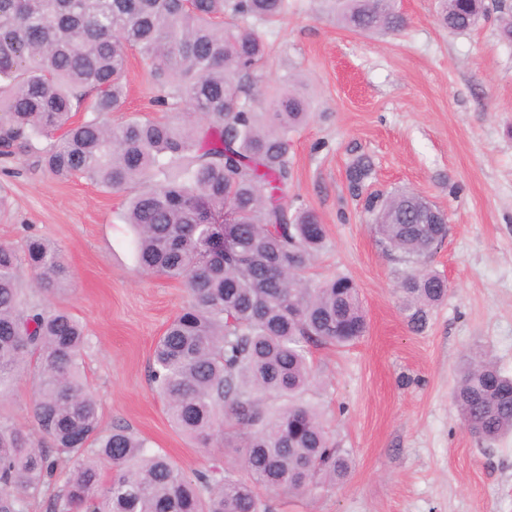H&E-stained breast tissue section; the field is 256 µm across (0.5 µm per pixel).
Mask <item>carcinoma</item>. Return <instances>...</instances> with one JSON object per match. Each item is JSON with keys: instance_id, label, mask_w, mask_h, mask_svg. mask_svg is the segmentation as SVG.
Masks as SVG:
<instances>
[{"instance_id": "carcinoma-1", "label": "carcinoma", "mask_w": 512, "mask_h": 512, "mask_svg": "<svg viewBox=\"0 0 512 512\" xmlns=\"http://www.w3.org/2000/svg\"><path fill=\"white\" fill-rule=\"evenodd\" d=\"M287 0H0V158L38 154L53 176L108 189L146 188L124 213L142 271L176 281L188 299L158 339L150 379L170 423L197 444L234 449L190 478L128 427L99 430L100 404L80 366L87 330L53 302L65 294L61 249L42 236L0 244V400L32 375L42 442L0 416V512H28L60 484L47 512H266L263 494L305 496L347 480L306 399L317 382L313 344L347 346L368 331L357 285L306 272L326 245L310 207L288 202L290 135L311 116L286 83L257 94L266 58L260 26ZM353 32H396L395 0H335ZM483 0H442L439 23L476 27ZM235 23L224 27V18ZM149 67L160 117L113 124L129 52ZM84 116L77 120L75 116ZM371 165L348 171L355 189ZM414 192L365 200L386 249L413 263L398 291L419 329L448 283L425 258L448 235ZM230 213V245L212 247L213 216ZM462 428L483 443L512 433V378L482 352L453 392Z\"/></svg>"}]
</instances>
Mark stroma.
<instances>
[{"label": "stroma", "mask_w": 512, "mask_h": 512, "mask_svg": "<svg viewBox=\"0 0 512 512\" xmlns=\"http://www.w3.org/2000/svg\"><path fill=\"white\" fill-rule=\"evenodd\" d=\"M467 32L436 22L437 0H397L406 27L364 35L340 27L326 0H288L264 27L265 85L298 78L311 118L291 135L290 197L313 208L327 244L311 278H351L369 328L353 345L311 347L309 393L349 478L306 497L270 496L269 512H512V435L477 442L452 401L464 355L481 349L512 376V43L498 30L512 0H486ZM131 54L127 98L110 119L155 115L157 88ZM372 163L366 192L406 189L447 218L427 263L448 297L413 330L396 288L408 268L378 240L348 189L358 156ZM0 243L41 235L61 248L72 289L60 302L86 326L84 374L101 431L124 425L186 475L210 455L172 427L149 380L154 346L183 306L175 281L143 273L122 212L127 191L59 180L36 154L0 158Z\"/></svg>", "instance_id": "stroma-1"}]
</instances>
